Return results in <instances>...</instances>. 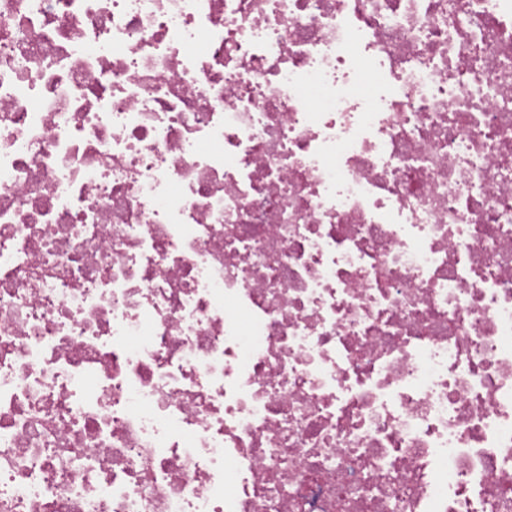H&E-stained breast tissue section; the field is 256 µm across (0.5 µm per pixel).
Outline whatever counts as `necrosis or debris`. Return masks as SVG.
I'll list each match as a JSON object with an SVG mask.
<instances>
[{"label":"necrosis or debris","instance_id":"necrosis-or-debris-1","mask_svg":"<svg viewBox=\"0 0 512 512\" xmlns=\"http://www.w3.org/2000/svg\"><path fill=\"white\" fill-rule=\"evenodd\" d=\"M0 512H512V0H0Z\"/></svg>","mask_w":512,"mask_h":512}]
</instances>
